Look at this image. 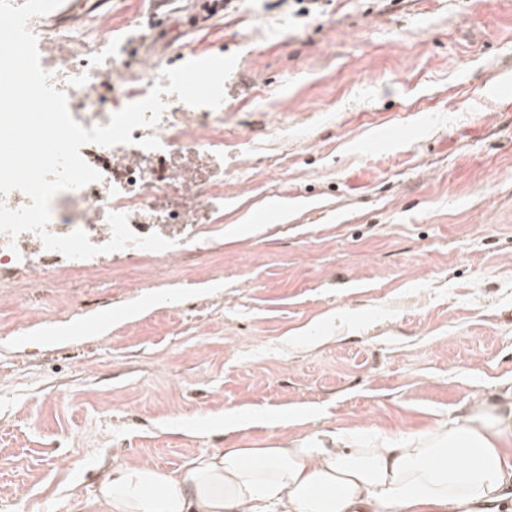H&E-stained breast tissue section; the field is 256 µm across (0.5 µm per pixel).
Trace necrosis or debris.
Returning <instances> with one entry per match:
<instances>
[{
    "instance_id": "obj_1",
    "label": "necrosis or debris",
    "mask_w": 512,
    "mask_h": 512,
    "mask_svg": "<svg viewBox=\"0 0 512 512\" xmlns=\"http://www.w3.org/2000/svg\"><path fill=\"white\" fill-rule=\"evenodd\" d=\"M37 35L42 68L53 86L65 93L69 111L84 128L108 125L113 113L144 99L154 86L149 75L125 76L112 64V20L100 18L93 39L62 37L28 23ZM165 108L153 127L131 132L132 141L81 147L83 159L101 175L52 200L48 230L64 236L83 230L90 242L110 241L109 213H123L137 236L160 235L181 245L200 224L224 214V111L193 107L177 95H164ZM103 255L71 259L45 249L32 232L9 238L0 233V276L15 271L37 277L100 274Z\"/></svg>"
}]
</instances>
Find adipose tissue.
<instances>
[{
	"label": "adipose tissue",
	"mask_w": 512,
	"mask_h": 512,
	"mask_svg": "<svg viewBox=\"0 0 512 512\" xmlns=\"http://www.w3.org/2000/svg\"><path fill=\"white\" fill-rule=\"evenodd\" d=\"M512 498V395L402 437L323 430L218 448L181 473L109 470L85 512H499Z\"/></svg>",
	"instance_id": "obj_1"
}]
</instances>
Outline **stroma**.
Returning a JSON list of instances; mask_svg holds the SVG:
<instances>
[{"mask_svg":"<svg viewBox=\"0 0 512 512\" xmlns=\"http://www.w3.org/2000/svg\"><path fill=\"white\" fill-rule=\"evenodd\" d=\"M104 16L123 70L236 55L224 221L157 274L0 281V512H79L107 470L274 435L397 437L512 389V0H75L41 23ZM252 411L288 425L223 429Z\"/></svg>","mask_w":512,"mask_h":512,"instance_id":"stroma-1","label":"stroma"}]
</instances>
